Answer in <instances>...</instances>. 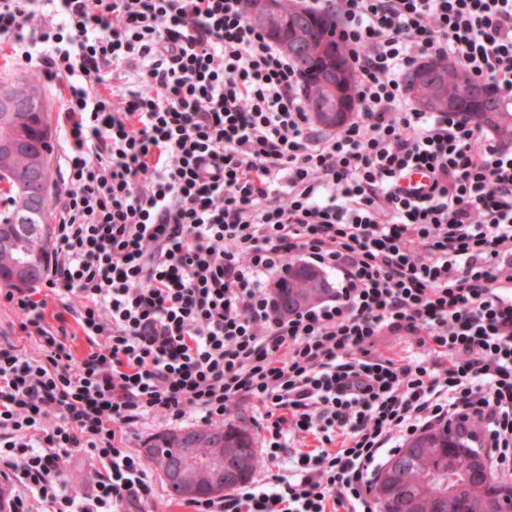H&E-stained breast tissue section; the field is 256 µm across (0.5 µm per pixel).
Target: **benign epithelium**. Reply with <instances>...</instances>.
Segmentation results:
<instances>
[{"instance_id": "benign-epithelium-1", "label": "benign epithelium", "mask_w": 512, "mask_h": 512, "mask_svg": "<svg viewBox=\"0 0 512 512\" xmlns=\"http://www.w3.org/2000/svg\"><path fill=\"white\" fill-rule=\"evenodd\" d=\"M248 16L257 27L268 33H277L279 21L278 0H248ZM281 47L288 55L297 58L306 55L300 35L281 38ZM352 57L343 53L326 74L319 75L316 83L321 104L314 110V119L327 129L339 127L345 118V108L341 94L354 76ZM434 73L427 63H421L412 70L404 81L405 87L420 94L417 105L426 110H447L454 103L443 97L433 87ZM19 94L8 84H0V121L11 123L25 120L18 111ZM49 148L42 137L29 140L22 148L15 143L0 144V155L6 159L24 155V164L16 172V181L24 184L25 195L18 198L20 219L12 223H0V247L19 253L20 262L10 273H1L0 280H7L19 287L43 276L45 267L28 259L22 249L24 238L35 226L29 223V217L40 212L41 201L49 196L51 189L50 168L47 164ZM209 441L200 433H190L180 437V452L167 460L163 476L172 489L180 494L198 497L205 493L209 496L220 495L229 490L230 485L241 474L246 463V455L251 451L249 440L245 436H235L234 447L224 450V444L208 456H201L196 448ZM419 449L405 448L391 458L378 481L381 498H401L398 475L418 455ZM472 469L474 477L489 486L488 512H512V482L491 480L483 457L473 455Z\"/></svg>"}]
</instances>
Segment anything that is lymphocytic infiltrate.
I'll return each instance as SVG.
<instances>
[{"label": "lymphocytic infiltrate", "instance_id": "lymphocytic-infiltrate-1", "mask_svg": "<svg viewBox=\"0 0 512 512\" xmlns=\"http://www.w3.org/2000/svg\"><path fill=\"white\" fill-rule=\"evenodd\" d=\"M300 2L353 57L333 135L244 0H0V48L62 97L48 276L0 289L39 350L0 334L12 512L151 502L128 427L220 423L246 399L287 472L193 512H379L386 459L451 423L512 475V147L403 85L419 57L451 59L512 98V0ZM296 254L338 287L280 316ZM382 336L417 349L387 357ZM78 451L103 467L86 493L62 478Z\"/></svg>", "mask_w": 512, "mask_h": 512}]
</instances>
